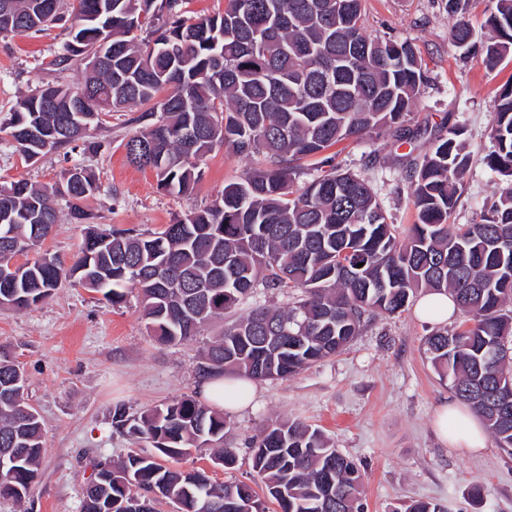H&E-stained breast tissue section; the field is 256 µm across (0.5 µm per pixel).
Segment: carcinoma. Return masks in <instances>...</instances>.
Wrapping results in <instances>:
<instances>
[{
	"label": "carcinoma",
	"mask_w": 512,
	"mask_h": 512,
	"mask_svg": "<svg viewBox=\"0 0 512 512\" xmlns=\"http://www.w3.org/2000/svg\"><path fill=\"white\" fill-rule=\"evenodd\" d=\"M449 39L493 70L512 54V0H494L476 45L469 0H447ZM182 0H0V31H68L62 69L80 71L71 86L45 85L19 98L5 125L22 156L74 151L88 130L69 125L78 96L98 113L136 108L144 129L126 143L127 159L154 171L157 186L187 195L201 164L225 147L265 164L224 186L220 200L151 234L94 229L88 207L100 185L73 166L57 184L16 181L0 188V259L46 239L63 198L73 223L87 225L70 265L26 261L0 276V310L21 311L69 282L118 305L135 288L141 317L162 344H179L222 320L258 287L298 288L283 309L257 307L224 323L196 368L198 379L284 380L340 354L379 315L407 309L418 291L451 297L463 314L426 340L431 363L455 397L512 454V81L494 92L489 169L504 187L467 224L453 221L472 150L464 129L448 128L424 155L408 161L415 221L401 235L371 181L324 157L318 174L297 184L302 160L349 139L390 134L413 141L426 130L407 124L426 83V64L409 41L364 30L363 0H225L224 13L194 19ZM402 51H397L396 47ZM102 55L99 66L85 63ZM25 377L0 347V498L22 502L45 452ZM112 427L154 452L118 463L92 459L81 512H365L364 474L324 432L276 420L250 442L251 467L264 495L243 481L219 483L205 471L174 466L193 448H212L213 465L231 469L224 413L186 396L137 414L122 406ZM404 512H448L417 500Z\"/></svg>",
	"instance_id": "carcinoma-1"
}]
</instances>
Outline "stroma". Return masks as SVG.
I'll use <instances>...</instances> for the list:
<instances>
[{"label":"stroma","instance_id":"stroma-1","mask_svg":"<svg viewBox=\"0 0 512 512\" xmlns=\"http://www.w3.org/2000/svg\"><path fill=\"white\" fill-rule=\"evenodd\" d=\"M452 24L445 0H365L369 35L407 40L427 65L429 81L411 114L426 133L409 144L389 137L350 139L330 151L336 165L367 175L400 231L414 222L403 157L429 150L448 124L465 128L473 151L455 221L468 223L501 182L484 163L491 150L489 123L496 88L512 80V56L488 71L477 53L461 54L449 41ZM68 39L54 28L28 35H0V123L20 96L47 84H72L76 71L55 66ZM134 113L113 112L95 132L93 149H76L26 161L0 132V186L18 180L58 181L78 165L93 174L100 192L89 202L96 228L157 232L181 215L220 199L225 185L257 166L230 150L212 151L196 190L177 196L160 190L154 173L130 165L125 144L139 130ZM52 234L27 253L72 261L85 227L71 223L59 206ZM223 328L216 322L201 336L177 346L157 343L140 315V296L129 290L114 306L102 295L64 284L30 310H0V345L7 346L28 379L27 401L41 419L45 453L40 474L23 504L0 500V512H80L89 459L120 460L137 444L112 426L113 406L129 412L197 392L198 353ZM432 326L406 310L369 322L342 353L285 380L257 383L246 407L226 403V447L236 449L234 468L214 467L209 449L192 452L179 465L206 471L219 482L249 481L248 446L277 418L321 429L365 473V512H398L404 503L434 500L448 512H512V455L487 437L481 454L444 442L435 416L453 393L439 380L426 353ZM480 496H473V486Z\"/></svg>","mask_w":512,"mask_h":512}]
</instances>
